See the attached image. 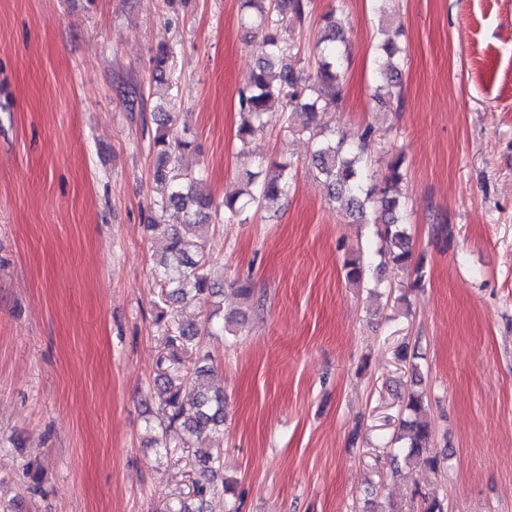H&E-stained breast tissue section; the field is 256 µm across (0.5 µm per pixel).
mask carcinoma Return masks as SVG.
I'll return each instance as SVG.
<instances>
[{
  "label": "carcinoma",
  "mask_w": 512,
  "mask_h": 512,
  "mask_svg": "<svg viewBox=\"0 0 512 512\" xmlns=\"http://www.w3.org/2000/svg\"><path fill=\"white\" fill-rule=\"evenodd\" d=\"M288 9L298 24H303L311 13V0H240L243 23L261 32L258 42L260 60L253 73L249 88L241 91L238 107L241 122L236 137L244 146L249 139L265 126V116L281 105L304 111L310 120H315L318 111L336 103L339 96V76L344 54L340 51L342 22L333 12L325 16L327 34L315 45L318 67L313 83L305 84L306 78L289 61L290 45L280 26L278 15ZM383 62L379 69V100L390 102L400 98L402 69L406 56L397 43L388 38L380 45ZM162 121L154 138L159 150V160L154 180L168 187L162 198L163 208L173 207L182 212L180 226L163 225L166 237L167 256L161 262L160 280L167 288V297L180 302L192 296L205 300L217 294L215 286L203 272L201 260L203 246L195 241L198 224L220 206L206 193L201 185L203 179L181 169L183 158L190 151L191 142L169 136L171 116L160 112ZM310 139L315 142L314 167L325 179L329 197L346 202L349 216L357 223L384 225L385 254L394 264L402 267L414 266L417 281H422V262H413L410 238L402 227L398 185L403 180L404 157H392L389 174L383 185L373 187L366 184L365 158L376 130L369 125L357 140L348 144L345 138H336V130L329 124H317L308 128ZM290 165L276 164L270 168L257 165L242 174L243 188L235 195L224 198V220H238L246 211L264 209L288 193L290 187ZM366 275V267L360 259H350L345 264V277L352 284H359ZM215 367L209 354H199L194 367L186 373L176 372L169 376L159 388L158 398L163 405V421L170 426H179L185 435L194 436L206 431L224 433V392H213L208 379L214 375ZM198 390L196 397H182L185 385ZM406 415L401 419L397 441L403 443L399 453L393 455L391 471L399 473L401 463H420L432 471L440 469L446 453L432 448L433 427L427 417L424 395L411 391L405 400ZM201 473L215 478L220 473L221 458L210 451H195ZM224 494L234 493V483L228 479L222 485L208 487L199 485L195 503L182 499L173 500L166 512H203L202 496L208 491Z\"/></svg>",
  "instance_id": "obj_1"
}]
</instances>
